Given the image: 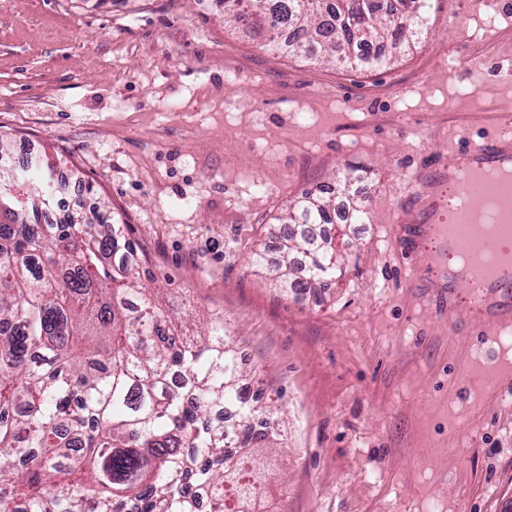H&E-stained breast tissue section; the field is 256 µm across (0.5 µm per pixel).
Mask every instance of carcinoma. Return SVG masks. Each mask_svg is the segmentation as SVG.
I'll list each match as a JSON object with an SVG mask.
<instances>
[{
	"instance_id": "cac0c4a2",
	"label": "carcinoma",
	"mask_w": 512,
	"mask_h": 512,
	"mask_svg": "<svg viewBox=\"0 0 512 512\" xmlns=\"http://www.w3.org/2000/svg\"><path fill=\"white\" fill-rule=\"evenodd\" d=\"M224 25L319 62L389 66L427 34L429 0H224ZM0 172V512H254L274 410L240 399L224 314L193 335L142 278L126 225L103 208L47 213L69 183L41 155ZM333 197L298 200L278 227L282 260L252 265L296 296L346 268L318 233ZM237 445L235 455L225 448Z\"/></svg>"
}]
</instances>
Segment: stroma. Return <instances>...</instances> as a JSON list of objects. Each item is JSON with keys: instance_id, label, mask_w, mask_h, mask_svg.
Returning <instances> with one entry per match:
<instances>
[{"instance_id": "1", "label": "stroma", "mask_w": 512, "mask_h": 512, "mask_svg": "<svg viewBox=\"0 0 512 512\" xmlns=\"http://www.w3.org/2000/svg\"><path fill=\"white\" fill-rule=\"evenodd\" d=\"M431 0L430 28L387 69L260 49L221 0H0V138L92 184L120 214L159 299L188 325L223 313L246 378L277 406L270 512H512V396L469 379L512 367V328L441 316L391 233L423 215L418 173L512 110V12ZM365 209L344 278L294 296L278 216L344 175Z\"/></svg>"}]
</instances>
